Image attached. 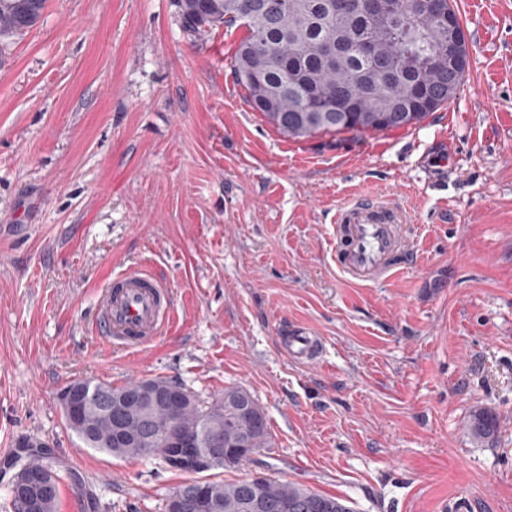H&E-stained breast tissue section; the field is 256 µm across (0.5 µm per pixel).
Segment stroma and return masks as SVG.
Returning a JSON list of instances; mask_svg holds the SVG:
<instances>
[{"label":"stroma","instance_id":"35a3bbf8","mask_svg":"<svg viewBox=\"0 0 512 512\" xmlns=\"http://www.w3.org/2000/svg\"><path fill=\"white\" fill-rule=\"evenodd\" d=\"M456 96L384 131L292 137L232 72L243 29H184L175 0H47L0 55V512L18 440L57 457V512H164L189 474L86 447L58 393L163 377L249 392L261 474L354 512H512V0H456ZM358 194L408 213L420 256L363 286L331 232ZM159 268L177 324L128 355L96 343L98 292ZM299 327L323 359L292 363ZM493 411L494 439L471 413ZM284 336H278V343L282 353L291 361L311 365L319 359L321 339L310 336L306 332L293 330L288 336V329Z\"/></svg>","mask_w":512,"mask_h":512}]
</instances>
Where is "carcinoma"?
I'll list each match as a JSON object with an SVG mask.
<instances>
[{
    "mask_svg": "<svg viewBox=\"0 0 512 512\" xmlns=\"http://www.w3.org/2000/svg\"><path fill=\"white\" fill-rule=\"evenodd\" d=\"M183 27L193 33L224 25L245 30L232 67L248 93L251 107L290 136L320 131L396 129L413 125L455 97L467 65L448 49V13L461 21L451 0H388L375 10L371 0H355L344 13L328 10L329 0H176ZM46 0H0V42L33 27ZM339 45V65L324 64L320 49ZM153 384L167 399L142 417L134 393ZM92 396L107 392L121 404L120 427L98 413L83 420L65 419L90 448L113 456L164 457L157 439L163 435L220 445H203L209 462L204 470L230 468L251 448L268 447L265 412L239 388L206 404L182 384L162 377L122 386L81 379L70 382ZM470 429L478 439L495 435L497 417L480 410ZM22 468L34 471L49 486L35 512H56L60 477L48 455L30 458ZM219 505V512H353L347 501L301 484L269 478L257 486L249 479L232 482L195 480L179 486L183 512L196 507L199 492Z\"/></svg>",
    "mask_w": 512,
    "mask_h": 512,
    "instance_id": "carcinoma-1",
    "label": "carcinoma"
}]
</instances>
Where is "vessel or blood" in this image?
<instances>
[{
	"instance_id": "1",
	"label": "vessel or blood",
	"mask_w": 512,
	"mask_h": 512,
	"mask_svg": "<svg viewBox=\"0 0 512 512\" xmlns=\"http://www.w3.org/2000/svg\"><path fill=\"white\" fill-rule=\"evenodd\" d=\"M407 217L394 203L368 197L350 199L334 218L333 254L337 269L362 284L401 274L415 262L406 247ZM175 318L173 295L149 267L137 265L112 276L101 292L95 332L113 348L138 353L160 337ZM291 361L310 365L321 339L295 330L278 339Z\"/></svg>"
}]
</instances>
